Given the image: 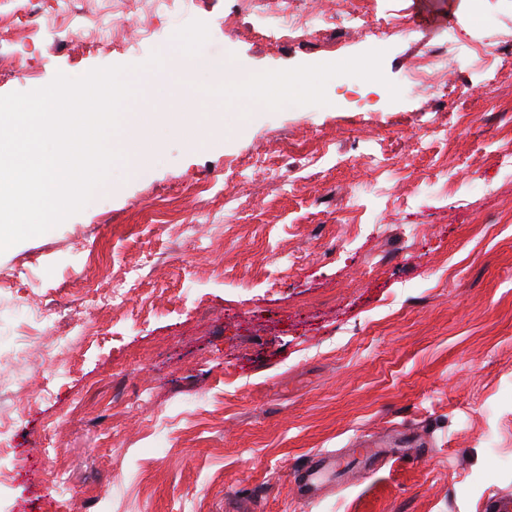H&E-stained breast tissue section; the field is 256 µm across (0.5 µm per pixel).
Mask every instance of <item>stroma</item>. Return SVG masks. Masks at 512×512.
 <instances>
[{
    "label": "stroma",
    "instance_id": "obj_1",
    "mask_svg": "<svg viewBox=\"0 0 512 512\" xmlns=\"http://www.w3.org/2000/svg\"><path fill=\"white\" fill-rule=\"evenodd\" d=\"M453 13L391 37L386 84L328 104L271 110L204 95L205 147L160 126L137 174L0 253V344L22 305L82 312L114 273L159 262L124 308L54 360L0 365V417L26 413L0 470V512H55L46 485L81 489L70 512H498L512 501V0H431ZM94 46L31 41L0 11V95L56 73L147 61L166 0H74ZM207 57L239 74L333 63L366 52L334 13L319 32L263 37L241 0H197ZM232 19L234 30L224 28ZM456 42L450 85L408 83L417 61ZM485 43L488 62L469 59ZM29 45L21 58L13 50ZM158 73L131 111L170 113ZM401 89L391 100L388 83ZM67 368L51 396L41 372ZM426 446L352 465L301 497L317 456L349 459L391 430Z\"/></svg>",
    "mask_w": 512,
    "mask_h": 512
}]
</instances>
